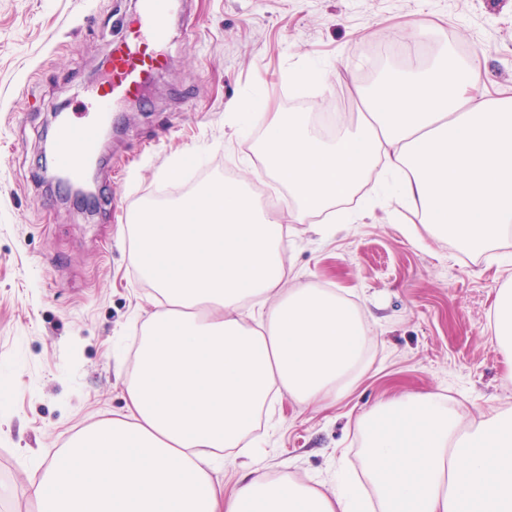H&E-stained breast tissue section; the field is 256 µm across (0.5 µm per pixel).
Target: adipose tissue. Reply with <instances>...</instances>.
I'll return each instance as SVG.
<instances>
[{
	"mask_svg": "<svg viewBox=\"0 0 512 512\" xmlns=\"http://www.w3.org/2000/svg\"><path fill=\"white\" fill-rule=\"evenodd\" d=\"M479 79L444 59L397 71L357 88L363 113L330 141L307 113H256L262 170L287 191L276 211L231 181L136 204L127 230L155 308L125 412L29 475L37 512H358L344 482L327 494L249 464L225 495L217 452L242 446L270 393L329 406L369 364L371 329L345 298L283 289L290 225L351 200L381 164L405 208L461 252L512 237V96H473ZM251 299L268 307L255 327L242 318ZM358 425L370 512H512V407L469 418L442 394H408Z\"/></svg>",
	"mask_w": 512,
	"mask_h": 512,
	"instance_id": "ef3b65f1",
	"label": "adipose tissue"
}]
</instances>
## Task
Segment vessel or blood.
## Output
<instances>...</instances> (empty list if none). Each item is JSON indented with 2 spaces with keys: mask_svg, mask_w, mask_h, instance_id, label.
I'll list each match as a JSON object with an SVG mask.
<instances>
[{
  "mask_svg": "<svg viewBox=\"0 0 512 512\" xmlns=\"http://www.w3.org/2000/svg\"><path fill=\"white\" fill-rule=\"evenodd\" d=\"M177 0H143L142 10L132 23L124 42L111 49L110 66L93 92L84 117L64 120L54 139L53 164L71 178H81L100 146L114 106L137 97L153 71L161 68L160 52L169 35V20Z\"/></svg>",
  "mask_w": 512,
  "mask_h": 512,
  "instance_id": "obj_1",
  "label": "vessel or blood"
}]
</instances>
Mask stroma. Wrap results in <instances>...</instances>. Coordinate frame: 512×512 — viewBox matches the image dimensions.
<instances>
[{
	"mask_svg": "<svg viewBox=\"0 0 512 512\" xmlns=\"http://www.w3.org/2000/svg\"><path fill=\"white\" fill-rule=\"evenodd\" d=\"M138 0H0V512H36L27 492L33 463H50L80 429L123 414L127 370L153 310L152 288L130 257L124 213L149 202L159 181L194 154L209 180L225 169L281 189L258 166L262 128L229 123L227 107L267 112L326 104L365 85L364 53L393 50L380 69L405 65L399 44L419 25L426 48L443 44L473 59L490 99L512 95V0H182L156 71L139 100L117 108L122 132L108 144L90 206L47 187L41 148L54 113L80 118L89 85L103 80L112 43ZM321 82L290 86L289 74ZM392 175L376 169L353 224H301L284 253L285 283L332 288L372 327L370 362L357 390L317 411L274 402L249 439L253 461L335 489L344 463L362 480L359 415L390 398L451 397L468 417L512 406V362L488 331L496 290L512 279V240L472 255L433 238L400 211ZM117 213H109V205Z\"/></svg>",
	"mask_w": 512,
	"mask_h": 512,
	"instance_id": "stroma-1",
	"label": "stroma"
}]
</instances>
